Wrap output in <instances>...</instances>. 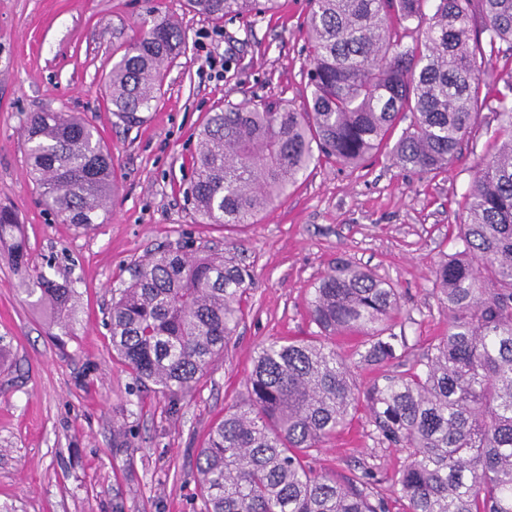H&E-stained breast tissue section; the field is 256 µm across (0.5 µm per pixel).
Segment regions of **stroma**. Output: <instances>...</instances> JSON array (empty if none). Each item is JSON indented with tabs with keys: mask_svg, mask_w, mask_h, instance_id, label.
Wrapping results in <instances>:
<instances>
[{
	"mask_svg": "<svg viewBox=\"0 0 512 512\" xmlns=\"http://www.w3.org/2000/svg\"><path fill=\"white\" fill-rule=\"evenodd\" d=\"M307 0L275 12L212 20L186 0H0V205L22 224L33 267L78 294L71 335L32 306L0 255V512H201L196 454L245 391L257 347L316 334L308 300L343 259L401 294L396 331L405 365L448 328L433 270L453 253L448 233L465 216L477 166L493 156L495 113L482 111L448 170H403L389 145L363 167L322 161L288 196L234 232L205 223L190 194L198 127L224 101L276 98L300 106L310 57ZM178 19L186 51L169 71L156 109L128 124L111 112L104 78L112 48L149 10ZM42 110L94 125L115 160L117 192L103 223H61L28 175L26 122ZM200 246L250 266L245 315L193 398L173 402L140 385L112 356L114 290L135 262L161 247ZM130 445L115 447L118 432ZM404 455L377 444L366 410L310 459L342 477L373 466L390 512L403 505L390 477Z\"/></svg>",
	"mask_w": 512,
	"mask_h": 512,
	"instance_id": "obj_1",
	"label": "stroma"
}]
</instances>
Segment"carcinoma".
Returning <instances> with one entry per match:
<instances>
[{"instance_id": "cac0c4a2", "label": "carcinoma", "mask_w": 512, "mask_h": 512, "mask_svg": "<svg viewBox=\"0 0 512 512\" xmlns=\"http://www.w3.org/2000/svg\"><path fill=\"white\" fill-rule=\"evenodd\" d=\"M306 97L226 103L197 132L191 189L208 224L244 228L322 159L362 165L402 121L389 152L403 169L445 171L483 109L498 151L480 165L456 228L455 252L434 269L448 331L402 372L362 389L353 366L407 355L394 331L400 296L390 283L340 261L319 281L308 313L319 335L258 347L245 394L199 450L201 512H388L369 466L339 480L311 453L346 428L362 403L377 442L406 453L392 477L404 512H512V75L482 82L512 44V0H308ZM212 20L270 12L276 0H187ZM181 29L155 18L113 50L107 77L118 118L156 107L184 53ZM29 175L62 223H99L115 191L112 152L71 112H34L26 127ZM22 293L73 332L75 288L29 266L15 214L0 208ZM248 267L209 250L167 248L134 265L112 296V352L139 383L193 395L244 316ZM358 338L350 355L336 337Z\"/></svg>"}]
</instances>
